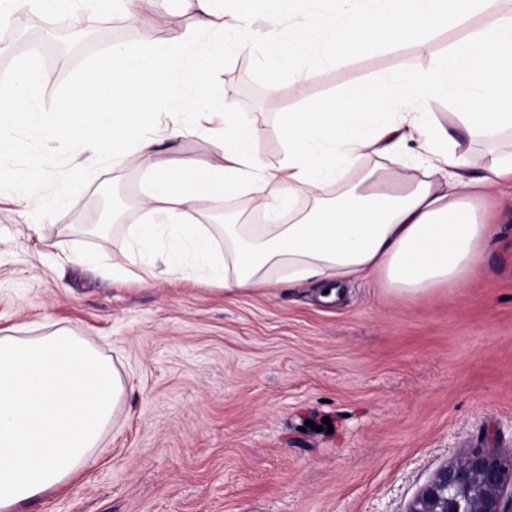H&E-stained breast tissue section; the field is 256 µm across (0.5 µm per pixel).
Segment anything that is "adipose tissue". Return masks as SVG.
<instances>
[{
    "mask_svg": "<svg viewBox=\"0 0 512 512\" xmlns=\"http://www.w3.org/2000/svg\"><path fill=\"white\" fill-rule=\"evenodd\" d=\"M196 31L231 33L244 48L262 23L270 105L283 69L306 57L322 68L380 47L406 45L428 63L354 85L279 127L288 141L277 162L257 151V129L224 101L220 128L190 126L180 113L148 134L163 100L184 83L205 89L223 51L194 55L196 31L173 32L166 45L115 51L90 65L76 94L53 112L36 94L50 76L23 66L0 92V128L22 126L59 137L72 155L145 166L150 189L130 225L134 247L126 276L142 281L187 267L208 273L226 292L250 294L281 279L316 282L327 300L350 280L377 276L400 298L460 288L480 269L497 233L483 202L512 191V146L474 161L426 107L446 99L451 122L470 140L512 132V7L502 0H187ZM472 22L442 54L440 30ZM224 144L217 165L178 159L189 133ZM383 159L364 168L366 159ZM246 193L260 224H225L220 234L196 223L197 212ZM305 199L292 223L279 221L281 200ZM223 252H216V243ZM125 386L116 367L78 336H0V512L64 487L95 460Z\"/></svg>",
    "mask_w": 512,
    "mask_h": 512,
    "instance_id": "obj_1",
    "label": "adipose tissue"
}]
</instances>
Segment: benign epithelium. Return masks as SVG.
Here are the masks:
<instances>
[{"label": "benign epithelium", "instance_id": "7a95c632", "mask_svg": "<svg viewBox=\"0 0 512 512\" xmlns=\"http://www.w3.org/2000/svg\"><path fill=\"white\" fill-rule=\"evenodd\" d=\"M406 512H512V448L479 445L446 463Z\"/></svg>", "mask_w": 512, "mask_h": 512}]
</instances>
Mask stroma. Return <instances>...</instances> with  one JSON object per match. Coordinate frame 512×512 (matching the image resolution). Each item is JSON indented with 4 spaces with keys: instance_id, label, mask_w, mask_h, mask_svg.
I'll use <instances>...</instances> for the list:
<instances>
[{
    "instance_id": "obj_1",
    "label": "stroma",
    "mask_w": 512,
    "mask_h": 512,
    "mask_svg": "<svg viewBox=\"0 0 512 512\" xmlns=\"http://www.w3.org/2000/svg\"><path fill=\"white\" fill-rule=\"evenodd\" d=\"M36 21L21 0L0 23V85L36 63L51 76L39 93L47 112L93 61L147 37L123 13L81 0L73 15L46 23L89 40L51 55L38 39L19 38ZM426 62L410 46L347 59L327 74L314 66L299 96L285 72L271 108L263 59L239 50L220 61L208 98L187 86L164 108L190 116L233 90L261 156L274 162L287 148L280 113ZM11 135L20 148L0 157L11 178L0 187V329L69 330L125 385L95 463L18 512H406L434 472L477 439L512 447L508 195L490 202L501 237L463 288L399 299L381 280H360L326 305L314 285L285 281L250 295L191 272L117 282L101 266L125 264V226L104 236L75 226L107 195L136 223L147 169L80 165L60 139L21 128ZM34 161L69 204L45 211L32 185L17 181ZM326 417L332 431H315Z\"/></svg>"
}]
</instances>
